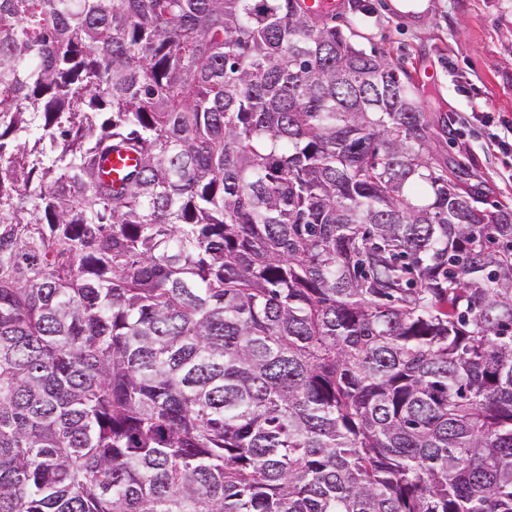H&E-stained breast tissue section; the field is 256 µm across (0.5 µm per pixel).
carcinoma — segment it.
Wrapping results in <instances>:
<instances>
[{"mask_svg": "<svg viewBox=\"0 0 512 512\" xmlns=\"http://www.w3.org/2000/svg\"><path fill=\"white\" fill-rule=\"evenodd\" d=\"M337 18L0 0V512H512V208Z\"/></svg>", "mask_w": 512, "mask_h": 512, "instance_id": "cac0c4a2", "label": "carcinoma"}]
</instances>
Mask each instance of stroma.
<instances>
[{"label":"stroma","instance_id":"stroma-1","mask_svg":"<svg viewBox=\"0 0 512 512\" xmlns=\"http://www.w3.org/2000/svg\"><path fill=\"white\" fill-rule=\"evenodd\" d=\"M357 45L405 69L431 121V151L478 185L488 202L512 203V0H344Z\"/></svg>","mask_w":512,"mask_h":512}]
</instances>
